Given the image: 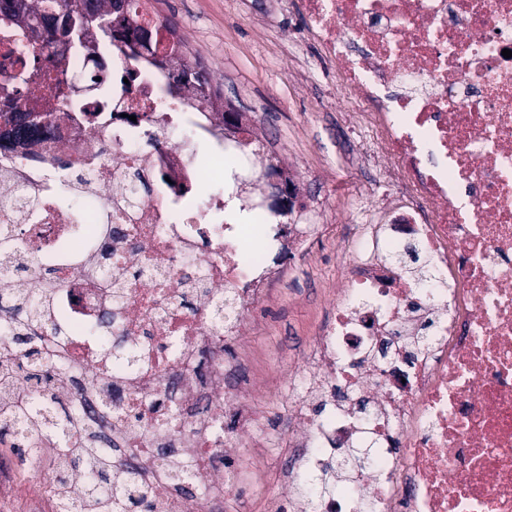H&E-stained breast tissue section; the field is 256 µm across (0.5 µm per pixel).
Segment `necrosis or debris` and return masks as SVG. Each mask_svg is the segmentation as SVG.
<instances>
[{"label": "necrosis or debris", "instance_id": "4bbe7bcc", "mask_svg": "<svg viewBox=\"0 0 512 512\" xmlns=\"http://www.w3.org/2000/svg\"><path fill=\"white\" fill-rule=\"evenodd\" d=\"M129 0L154 53L82 50L58 59L0 24V112L52 113L28 140L0 121V224L60 281L70 332L40 342L62 364L87 431L135 469L149 512H222L255 447L268 376L249 338L282 297L287 258L308 259L320 227L297 218L298 170L211 89L176 90L184 31ZM307 30L363 138L357 160L404 202L351 211L359 240L331 322L302 354L290 406L302 448L292 478L336 474V492L269 495L265 512H512V0H299ZM101 76L107 94L72 99ZM276 176L287 202L263 209L244 174ZM424 255L427 280L393 258ZM230 304L223 322L212 307ZM237 354L225 360L224 346ZM138 365L120 370L128 354ZM339 388L322 416L313 392ZM236 428L224 430L225 414ZM368 463L346 466L352 449Z\"/></svg>", "mask_w": 512, "mask_h": 512}]
</instances>
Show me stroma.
<instances>
[{"label":"stroma","instance_id":"35a3bbf8","mask_svg":"<svg viewBox=\"0 0 512 512\" xmlns=\"http://www.w3.org/2000/svg\"><path fill=\"white\" fill-rule=\"evenodd\" d=\"M152 6L189 32L191 53L204 51L214 59L218 72L212 83L225 100L271 123L282 142L301 146L307 187L330 202L324 221L332 225L331 234L318 240L307 276H289L286 301L269 310L267 327L252 339L271 351V383L282 386L296 350L310 344L315 328L327 319L324 310L313 307L314 288L341 279L354 235L349 202L374 175L342 163L343 148L355 137L340 110L324 98L317 72H302L263 42L258 24L226 13L224 0H153ZM292 429L287 401L267 400L259 425L264 445L246 451L255 467L238 489L233 512H263L266 477L284 467L280 443Z\"/></svg>","mask_w":512,"mask_h":512}]
</instances>
